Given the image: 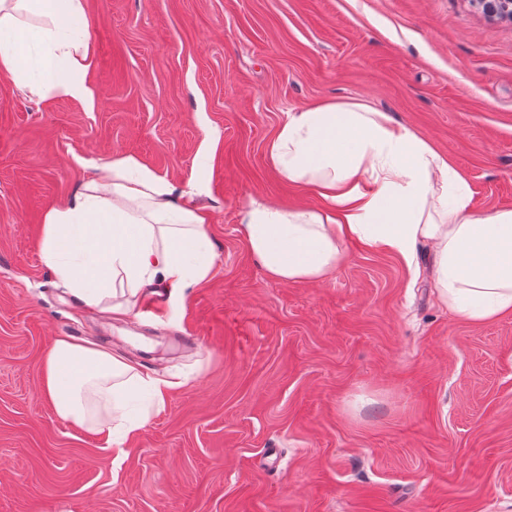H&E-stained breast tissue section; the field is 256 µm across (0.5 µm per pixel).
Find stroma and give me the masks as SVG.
<instances>
[{"mask_svg":"<svg viewBox=\"0 0 512 512\" xmlns=\"http://www.w3.org/2000/svg\"><path fill=\"white\" fill-rule=\"evenodd\" d=\"M92 103L0 79V512H512V316L473 325L413 262L352 241L321 282L268 279L239 231L319 200L266 160L284 112L361 102L512 208V20L476 0H84ZM131 155L203 181L207 280L115 318L57 286L45 213ZM171 383L122 457L63 424L60 338ZM278 448V469L259 464Z\"/></svg>","mask_w":512,"mask_h":512,"instance_id":"35a3bbf8","label":"stroma"}]
</instances>
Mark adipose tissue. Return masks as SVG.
Masks as SVG:
<instances>
[{
	"instance_id": "1",
	"label": "adipose tissue",
	"mask_w": 512,
	"mask_h": 512,
	"mask_svg": "<svg viewBox=\"0 0 512 512\" xmlns=\"http://www.w3.org/2000/svg\"><path fill=\"white\" fill-rule=\"evenodd\" d=\"M94 48L84 0H0V77L42 98L86 100ZM269 166L319 203L287 209L250 198L239 230L272 280H326L357 240L412 260L434 248L435 286L473 324L512 315V209L475 214L470 187L446 154L387 113L359 102L289 110L266 149ZM200 184L175 187L130 155L94 168L43 219L39 249L87 307L124 316L144 289L182 297L210 275L209 218L192 206ZM167 381L111 352L59 339L43 361V389L59 419L121 448L147 415L138 395L163 402Z\"/></svg>"
}]
</instances>
